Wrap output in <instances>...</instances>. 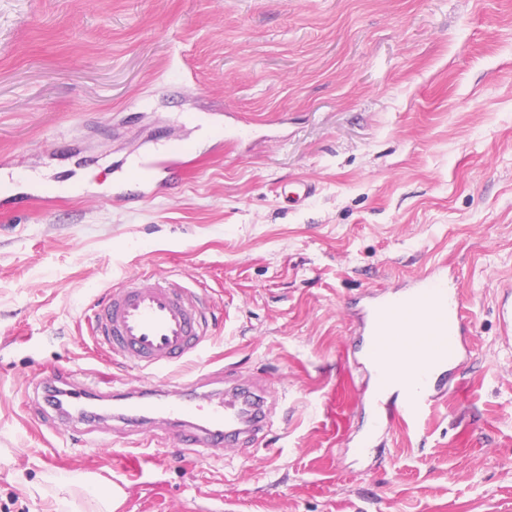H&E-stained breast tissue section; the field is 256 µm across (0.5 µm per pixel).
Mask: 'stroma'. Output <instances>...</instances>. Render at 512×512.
<instances>
[{
  "instance_id": "stroma-1",
  "label": "stroma",
  "mask_w": 512,
  "mask_h": 512,
  "mask_svg": "<svg viewBox=\"0 0 512 512\" xmlns=\"http://www.w3.org/2000/svg\"><path fill=\"white\" fill-rule=\"evenodd\" d=\"M163 156L165 193L112 203ZM0 507L52 512L53 476L119 485L118 512H512V0H0ZM315 186L290 206L281 185ZM448 265L473 357L416 429L366 426L356 304ZM200 289L212 334L168 390L266 381L270 431L197 454L45 425L54 370L127 393L87 307L125 275Z\"/></svg>"
}]
</instances>
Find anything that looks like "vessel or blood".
<instances>
[{"label":"vessel or blood","instance_id":"b4317fda","mask_svg":"<svg viewBox=\"0 0 512 512\" xmlns=\"http://www.w3.org/2000/svg\"><path fill=\"white\" fill-rule=\"evenodd\" d=\"M160 164L144 162L131 172L141 194H117L125 205L167 188ZM368 369L370 424L357 446L369 453L378 435L400 424L417 426L439 397V382L471 353V323L462 298L449 293L444 266L432 268L412 287L382 291L360 309ZM98 352L150 371L174 368L197 355L210 334L206 304L193 287L173 276L136 272L100 298L86 316ZM44 397H92L78 377L41 380ZM265 384L225 380L218 394L172 399L162 385L138 390L116 404L114 419L141 431L137 455L149 456L153 441L144 432L153 415L178 416L176 436L184 448H228L250 442L272 424L273 403Z\"/></svg>","mask_w":512,"mask_h":512}]
</instances>
